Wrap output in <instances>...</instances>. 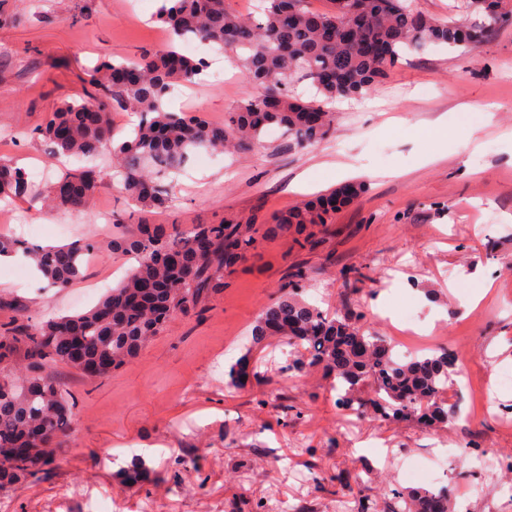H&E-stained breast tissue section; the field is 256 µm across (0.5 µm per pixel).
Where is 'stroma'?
Returning <instances> with one entry per match:
<instances>
[{
    "instance_id": "stroma-1",
    "label": "stroma",
    "mask_w": 512,
    "mask_h": 512,
    "mask_svg": "<svg viewBox=\"0 0 512 512\" xmlns=\"http://www.w3.org/2000/svg\"><path fill=\"white\" fill-rule=\"evenodd\" d=\"M129 3L0 0V159L42 173L31 197L0 200L11 214L0 236L38 224L37 244L90 238L99 246L83 278L63 290L26 263L0 262V324L85 311L134 264L111 253L112 227L99 219L103 209L114 216L133 209L119 173H108L82 209L32 200L60 173L35 134L48 113L82 97L102 56L131 58L166 42L159 23L131 18ZM202 54L223 63V85L202 77L172 105L220 123L249 86L232 54L207 47ZM326 108L333 130L318 144L268 133L251 151L188 162L172 178L168 209L148 220L270 222L341 185L335 162L353 166L348 179L364 183L365 193L337 212L310 251L270 222L202 319H171L122 368L89 380L51 366L75 397L73 431L54 454L52 477L1 490L0 512H92L103 495L120 512H235L243 500L264 501L266 512H357L365 497L384 504L380 476L403 484L406 462L425 458L437 442H475L498 462L489 472L451 462L442 484L457 503L467 512H512V387L498 382L512 374V27L493 31L471 56L442 47L410 55L367 95ZM440 118L448 137L430 142L421 131ZM302 173L308 188L290 190ZM297 266L311 272L305 301L331 312L358 308L368 331L393 336L389 320L411 301L429 348L447 347L457 358L462 375L448 401L459 419L427 428L352 414L322 371L281 376L280 338L259 342L251 331ZM485 270L497 273L492 286ZM356 271L364 278L352 294L345 279ZM243 357L269 380L231 383L228 370ZM285 403L293 414L283 413ZM182 456L192 466L175 468ZM137 460L148 476L132 484L127 473ZM317 476L324 488H315Z\"/></svg>"
}]
</instances>
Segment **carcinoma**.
<instances>
[{
	"label": "carcinoma",
	"instance_id": "obj_1",
	"mask_svg": "<svg viewBox=\"0 0 512 512\" xmlns=\"http://www.w3.org/2000/svg\"><path fill=\"white\" fill-rule=\"evenodd\" d=\"M503 0H461V11L482 14L467 25L450 13L432 16L413 0H332V9L315 12L307 0H260L256 14L228 11L224 0H162L155 21L168 34L165 48L136 59L99 61L91 70V89L78 100L64 101L37 129L49 155L81 158L90 166L67 170L51 183L42 201L60 208L86 206L101 181L96 164L107 149L112 166L123 177L124 190L144 213L162 212L171 202L163 178L178 173L195 151L208 147L241 152L259 144L278 126L298 145H313L332 130L333 114L322 102L369 93L409 53L446 46L470 53L492 29L512 21ZM195 38L231 53L247 83L261 89L248 93L227 112L222 124L201 115L169 109L171 90L191 82L210 67L204 57L182 53L177 44ZM307 81L315 98L304 100L292 84ZM135 112L134 131L117 142L111 125L115 109ZM31 183L27 171L0 161V195L24 196ZM364 192L345 184L303 206L272 216L271 224L295 228L296 244L316 245L309 226L331 224L337 211ZM254 224H150L120 228L112 250L133 256L137 264L98 304L76 315L52 317L38 324L17 322L0 332V489L47 480L51 449L64 446L74 425L75 399L49 375L65 365L89 380L104 377L135 358L159 335L170 319L200 317L211 294L224 286V268L255 246ZM207 239L204 252L195 244ZM94 241L79 239L56 246H30L0 239V253L21 250L30 256L49 284L64 289L83 276ZM309 279L297 268L265 306L254 336H282L289 359L283 375L319 367L344 389L349 409H373L384 418L415 420L426 425L448 423V389L457 373L448 350L439 348L401 359L391 340L359 326L363 312L328 313L300 299ZM112 355V367L95 369L98 354ZM237 383H263L268 373L242 358L230 369ZM8 448H25L15 458ZM457 512L448 491L429 488L386 492L387 512Z\"/></svg>",
	"mask_w": 512,
	"mask_h": 512
}]
</instances>
